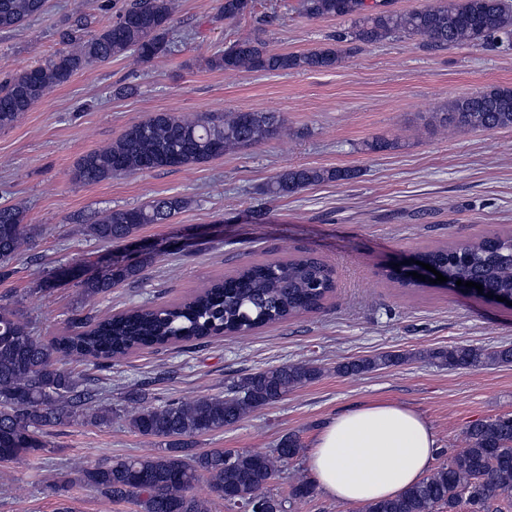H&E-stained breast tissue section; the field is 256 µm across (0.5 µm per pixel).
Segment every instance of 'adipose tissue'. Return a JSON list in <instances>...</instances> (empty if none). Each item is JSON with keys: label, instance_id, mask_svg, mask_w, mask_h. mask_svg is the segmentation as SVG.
I'll list each match as a JSON object with an SVG mask.
<instances>
[{"label": "adipose tissue", "instance_id": "adipose-tissue-1", "mask_svg": "<svg viewBox=\"0 0 512 512\" xmlns=\"http://www.w3.org/2000/svg\"><path fill=\"white\" fill-rule=\"evenodd\" d=\"M438 450L436 433L417 412L381 402L327 421L307 464L325 494L359 505L396 497L422 481Z\"/></svg>", "mask_w": 512, "mask_h": 512}]
</instances>
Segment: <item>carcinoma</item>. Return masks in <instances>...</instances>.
I'll use <instances>...</instances> for the list:
<instances>
[{
  "mask_svg": "<svg viewBox=\"0 0 512 512\" xmlns=\"http://www.w3.org/2000/svg\"><path fill=\"white\" fill-rule=\"evenodd\" d=\"M244 0H222L226 20L246 16ZM47 0H0V30L14 29L42 15ZM175 0H130L112 22L94 34H81L83 23L65 34L74 46L47 61L0 79V129L13 126L47 92L78 71L132 54L143 63L172 54L176 48L172 17ZM311 19L349 17L353 28L336 36L370 45L393 35L419 37L429 47L479 44L512 37V7L506 0H454L452 8L429 6L411 12L371 9L365 0H300ZM342 56L339 47L299 53H276L257 39H242L207 59L211 69L288 72L328 69ZM441 128L492 131L512 127V86L498 85L463 96L434 113ZM284 120L275 112H207L185 118L155 112L131 124L110 145L82 156L75 181L94 184L112 177L160 168L205 163L226 153L280 137ZM349 170L298 168L277 175L266 195L284 197L313 183L349 179ZM185 207L179 197L103 212L84 231L102 241L122 242L146 224H166ZM31 228L24 211L0 207V271L28 244ZM448 269L456 280L478 279L492 292L512 298V238L489 237L423 253ZM152 261L149 254L134 263L114 264L78 281L82 295L96 298L116 285L135 280ZM334 288L333 270L311 256L255 263L210 282L174 305L139 307L94 321L76 317L71 334L51 343L34 335L27 321L9 305H0V460L14 462L46 448L44 428L88 414L96 402L93 388L78 389L73 377L53 367L51 359L78 358L112 364L130 351L213 336L236 335L316 311ZM432 358L450 369L476 368L488 360L512 363V346L489 354L472 347L436 351ZM398 362L385 354L338 366L342 374H359ZM320 371L306 364L282 365L250 374L223 395L190 402L148 404L139 390L131 428L142 436L168 441V447L146 456L105 460L80 471V481L114 500L133 499L140 512H210L208 501L192 493L208 477L218 497L242 512L261 505L262 512H286V500L266 493L282 464L297 457V435L280 439L269 453L245 451L226 457L218 451L197 453L184 442L239 422L252 410L317 379ZM467 446L446 467L393 499L366 505L365 512H503L512 507V417L482 420L466 431Z\"/></svg>",
  "mask_w": 512,
  "mask_h": 512,
  "instance_id": "1",
  "label": "carcinoma"
}]
</instances>
